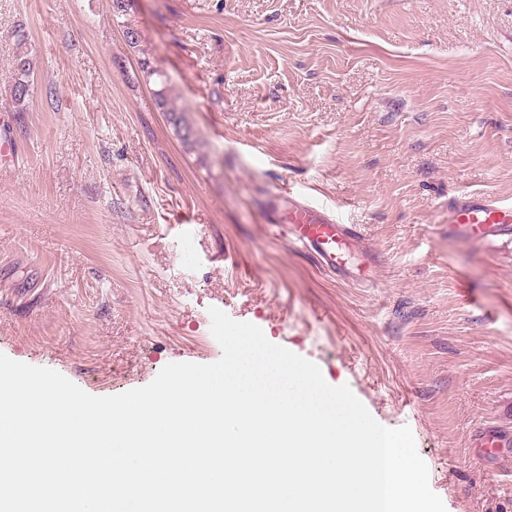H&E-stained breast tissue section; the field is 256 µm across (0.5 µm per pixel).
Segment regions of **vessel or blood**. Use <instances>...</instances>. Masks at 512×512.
<instances>
[{"instance_id":"vessel-or-blood-1","label":"vessel or blood","mask_w":512,"mask_h":512,"mask_svg":"<svg viewBox=\"0 0 512 512\" xmlns=\"http://www.w3.org/2000/svg\"><path fill=\"white\" fill-rule=\"evenodd\" d=\"M266 221L286 225L289 237L312 254L324 270L342 280L355 279L342 250L349 243H363L359 225L344 222L327 206L304 200L292 202L285 212L268 206ZM448 233L475 242L512 238V202L481 191L463 193L448 204ZM473 445L487 449L490 457H500L502 449L512 446V430L493 423L485 425L475 431Z\"/></svg>"}]
</instances>
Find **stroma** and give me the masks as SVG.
Here are the masks:
<instances>
[{
    "label": "stroma",
    "instance_id": "1",
    "mask_svg": "<svg viewBox=\"0 0 512 512\" xmlns=\"http://www.w3.org/2000/svg\"><path fill=\"white\" fill-rule=\"evenodd\" d=\"M0 136V353L114 395L219 360L215 307L409 426L446 512H512V447L472 446L512 429V241L448 234L512 200V0H0ZM284 188L361 226L369 285L266 224ZM15 74L10 88V102L14 112L24 111V106L34 91V65L28 47V35L18 30L14 43ZM157 104L163 112L169 115V120L172 123L177 135L186 146H192V132L190 128L182 122V118L178 115V111L168 106V100L165 95L164 89L156 91ZM448 234L475 242L512 239V202L470 191L448 202ZM474 448H486L483 450V458H500L501 449L512 446V432L509 429L494 423L485 425L475 431L473 435Z\"/></svg>",
    "mask_w": 512,
    "mask_h": 512
}]
</instances>
